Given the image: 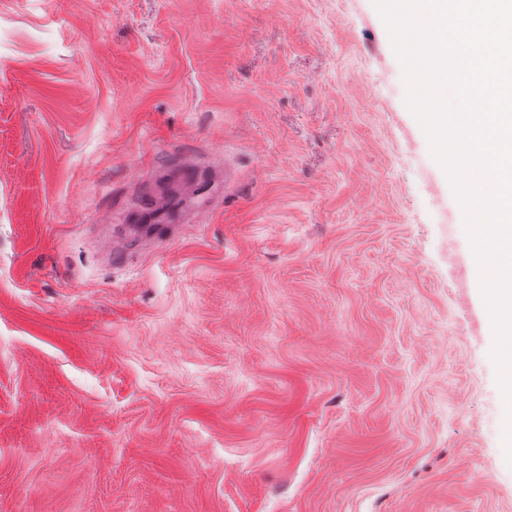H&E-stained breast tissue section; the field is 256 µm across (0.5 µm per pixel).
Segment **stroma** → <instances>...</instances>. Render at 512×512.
Listing matches in <instances>:
<instances>
[{
  "label": "stroma",
  "mask_w": 512,
  "mask_h": 512,
  "mask_svg": "<svg viewBox=\"0 0 512 512\" xmlns=\"http://www.w3.org/2000/svg\"><path fill=\"white\" fill-rule=\"evenodd\" d=\"M406 94L372 0H0V512H512Z\"/></svg>",
  "instance_id": "stroma-1"
}]
</instances>
